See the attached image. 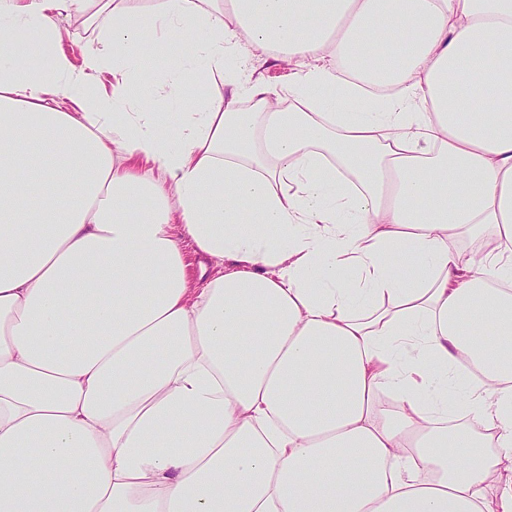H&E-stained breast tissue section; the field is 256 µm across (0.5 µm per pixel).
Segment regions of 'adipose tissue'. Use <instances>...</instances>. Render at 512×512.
Wrapping results in <instances>:
<instances>
[{
  "label": "adipose tissue",
  "instance_id": "obj_1",
  "mask_svg": "<svg viewBox=\"0 0 512 512\" xmlns=\"http://www.w3.org/2000/svg\"><path fill=\"white\" fill-rule=\"evenodd\" d=\"M192 34L223 94L133 102ZM511 461L512 0H0V512H512ZM62 24L66 29L63 43L64 49L74 60L78 61L81 52L92 43L95 33L74 23L70 19H64ZM252 64L257 68L258 73L263 75L269 89L272 91H281V89L288 86V81L291 78L288 65H272L271 60L266 62L263 59H255Z\"/></svg>",
  "mask_w": 512,
  "mask_h": 512
}]
</instances>
